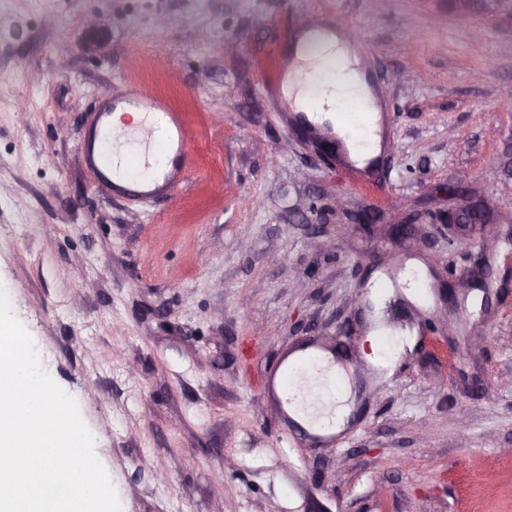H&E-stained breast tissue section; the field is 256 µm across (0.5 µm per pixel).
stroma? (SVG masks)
<instances>
[{"instance_id": "35a3bbf8", "label": "stroma", "mask_w": 512, "mask_h": 512, "mask_svg": "<svg viewBox=\"0 0 512 512\" xmlns=\"http://www.w3.org/2000/svg\"><path fill=\"white\" fill-rule=\"evenodd\" d=\"M324 12L383 93V151L358 180L261 88L274 32ZM132 77L194 135L187 183L151 202L113 198L83 161ZM463 206L492 223L469 249L446 221ZM481 261L484 286L443 287ZM410 262L428 298L392 289L409 341L366 365L373 285ZM0 288L122 512H512V17L483 0L465 17L454 0H0ZM314 339L360 377L337 445L288 440L259 389Z\"/></svg>"}]
</instances>
